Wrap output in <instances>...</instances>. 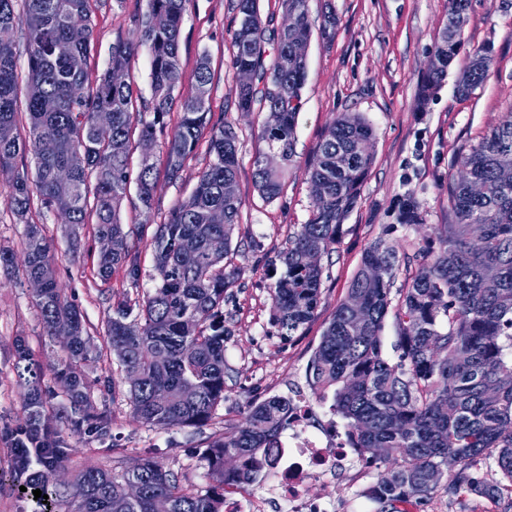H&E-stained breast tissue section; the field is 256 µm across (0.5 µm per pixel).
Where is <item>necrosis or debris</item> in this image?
<instances>
[{
  "mask_svg": "<svg viewBox=\"0 0 512 512\" xmlns=\"http://www.w3.org/2000/svg\"><path fill=\"white\" fill-rule=\"evenodd\" d=\"M263 454L267 464L260 491L225 497L224 512H265L272 502L283 506L284 512H336L334 503L310 498L308 484L341 474L353 477L363 468L335 416L304 394L296 398L286 434Z\"/></svg>",
  "mask_w": 512,
  "mask_h": 512,
  "instance_id": "4bbe7bcc",
  "label": "necrosis or debris"
}]
</instances>
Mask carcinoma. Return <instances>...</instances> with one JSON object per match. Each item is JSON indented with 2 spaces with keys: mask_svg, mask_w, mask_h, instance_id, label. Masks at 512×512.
<instances>
[{
  "mask_svg": "<svg viewBox=\"0 0 512 512\" xmlns=\"http://www.w3.org/2000/svg\"><path fill=\"white\" fill-rule=\"evenodd\" d=\"M0 0V171L13 174L7 205L25 224L24 278L42 283L34 295L43 331L61 339L66 359L57 370L69 401L72 431L106 438L107 421L94 412L79 364L88 353V337L78 308L58 288L52 247L40 225L30 221L33 197L62 212L74 226L93 225L98 239L118 238V253L99 251L97 268L106 279L130 260L133 230L121 219L130 196V155L167 127L166 117L180 102L181 117L166 134L165 176L175 180L193 156L202 132L210 129L207 167L188 200L173 208L152 234L153 287L143 296L117 304L107 323L112 354L119 365L140 370V382L127 395L136 419L151 427L202 426L224 401V298L233 276L224 268L239 224L238 139L225 124H210L212 74L206 55L195 71L194 92L180 100L179 36L188 0H146L129 36L112 44L106 68L88 82L95 48L94 0ZM288 28L280 30L271 67H266L264 27L258 0H237L232 32V67L247 69L254 81L236 85L238 107L267 110L261 139L281 156L280 165L253 160L259 194L272 201L282 192L294 156L295 117L306 81V58L297 48L309 44L312 30L307 0H285ZM470 0H448L443 28L426 79L420 106L434 95L455 58ZM24 31L29 56L18 71L15 38ZM149 54L152 119L135 110L131 62L140 50ZM491 59L479 51L458 90L471 93L487 75ZM112 113L111 128L94 127L98 112ZM28 118L29 140L14 135L19 115ZM373 128L359 113H343L326 130L308 170L313 210L309 221L288 237L280 252L281 271L271 275L269 296L278 335L291 337L315 317L322 299L324 267L306 262L314 251L336 249L341 220L357 202L372 156L360 151ZM22 151L32 154L34 175L15 168ZM512 159V112L491 128L462 159L464 175L448 185L455 222L435 227L429 246L417 251L416 274L393 289L400 267L397 247L384 237L364 252L347 294L323 331L306 370L311 393L330 402L346 422L352 447L379 465L392 462L371 488L378 512H418L441 492L450 499L475 497L512 509V184L499 180V166ZM135 190L138 208L150 223L159 187V169L141 157ZM479 182L485 192L470 193ZM404 227L421 223L413 194L398 203ZM379 265L383 276L370 278ZM395 309L398 355L383 353L382 331ZM23 399L29 410L23 439L17 441V474L29 484H48L64 468L66 448L41 422L44 404L39 369L24 340L14 347ZM158 386L168 389L166 403L153 399ZM448 401V412L439 409ZM293 398L273 395L252 405L244 422L216 438L203 461L212 481L205 492L186 491L162 463L144 458L136 471L109 473L87 468L63 496L72 512H153L156 494L170 500L171 512H222L224 491L256 481L261 450L288 426ZM379 448L390 449L384 457ZM456 459L449 478L448 457ZM142 493L125 494L130 479Z\"/></svg>",
  "mask_w": 512,
  "mask_h": 512,
  "instance_id": "1",
  "label": "carcinoma"
}]
</instances>
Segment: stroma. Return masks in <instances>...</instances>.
I'll return each mask as SVG.
<instances>
[{"label": "stroma", "instance_id": "obj_1", "mask_svg": "<svg viewBox=\"0 0 512 512\" xmlns=\"http://www.w3.org/2000/svg\"><path fill=\"white\" fill-rule=\"evenodd\" d=\"M144 8L145 0H125L119 9L113 8L112 0H98L93 13L97 49L89 60L90 74L106 67L113 43L127 37L134 15ZM308 12L312 36L304 105L296 117L295 153L283 190L272 201L259 195L253 178V159L267 148L260 137L267 114L240 111L234 93V0H189L183 17L177 95L183 98L193 92L197 60L208 55L211 120L231 125L238 136L241 206L233 239L236 249L227 262L236 274L224 304L230 330L224 347L227 374L224 401L206 426L158 429L134 420L125 374L107 345L106 325L118 301L152 288L154 227L192 193L210 161L208 139L200 140L176 180H161L150 225H142L132 205H123L121 218L132 230L129 244L137 277L120 267L109 280H101L100 245L91 226H84L74 242L57 212L37 205L31 209V219L41 225L53 247L58 285L83 315L96 348L81 370L96 411L108 422L109 433L101 442L72 433L65 422L67 396L56 378L64 351L57 339L44 334L33 290L23 279L25 226L6 203L11 177L0 174V245L13 252L11 268L0 269V512L70 510L56 496L42 501L33 492L21 491L15 475L12 444L28 418L15 368L16 338L25 339L41 367L46 415L68 453L63 481L89 467L119 473L152 453L184 488L204 490L210 482L201 454L210 437L241 424L253 402L287 394L292 384L305 385L311 356L365 249L388 225L396 224L402 196L413 194L422 215L421 224L398 227L395 233L406 254L425 246L433 225L451 222L448 183L459 172V158L512 111V0H470L458 53L441 88L422 108L415 103L416 94L448 21V0H308ZM478 49L488 52L491 67L482 85L464 97L457 88ZM343 112L361 113L372 125V165L356 205L342 222L335 252L322 261L327 276L317 314L297 336L284 341L270 322L267 269L289 236L310 217L307 170L325 131Z\"/></svg>", "mask_w": 512, "mask_h": 512}]
</instances>
